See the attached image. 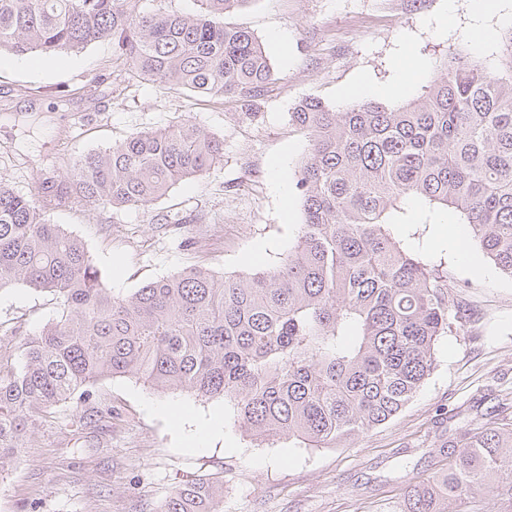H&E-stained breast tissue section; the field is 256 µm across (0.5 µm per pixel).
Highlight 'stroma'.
Returning a JSON list of instances; mask_svg holds the SVG:
<instances>
[{
	"label": "stroma",
	"mask_w": 512,
	"mask_h": 512,
	"mask_svg": "<svg viewBox=\"0 0 512 512\" xmlns=\"http://www.w3.org/2000/svg\"><path fill=\"white\" fill-rule=\"evenodd\" d=\"M475 0H248L225 22L251 30L274 68L257 96L220 100L132 78L102 41L41 58L0 53V182L40 201L46 217L81 239L114 294L203 265L245 275L287 255L300 199L282 204L276 165L297 171L310 148L290 114L307 98L341 111L347 91L389 88L382 105L416 99L457 53L496 70L512 18L479 15ZM493 29L491 45L473 28ZM422 76L398 84L408 59ZM194 120L224 142L222 160L177 183L149 208L43 201L44 178L61 177L82 155L132 133ZM397 237L447 277L470 319L435 346V365L393 419L342 448L265 441L235 423L223 400L155 390L134 377L99 382L98 407L83 433L47 422L0 468V512H159L184 483L221 478L223 512H402L405 487L443 464L440 449L461 427L476 428L492 406L512 418V275L480 251L463 259L448 238L452 212L412 204ZM53 295L22 285L0 289V343L11 330L39 331L58 315ZM182 412V422L169 408ZM217 437H195L205 420Z\"/></svg>",
	"instance_id": "obj_1"
}]
</instances>
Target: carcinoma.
Segmentation results:
<instances>
[{
	"mask_svg": "<svg viewBox=\"0 0 512 512\" xmlns=\"http://www.w3.org/2000/svg\"><path fill=\"white\" fill-rule=\"evenodd\" d=\"M139 0H0V52L75 51L112 39L132 76L196 94H259L270 59L224 21L247 0H196L193 14L139 11ZM493 72L453 56L417 99L341 112L309 98L291 121L310 131L297 173L303 222L275 267L218 276L192 267L128 296L108 288L85 244L36 202L0 184V288L53 293L59 316L0 354V463L58 408L91 403L100 381L133 376L233 405L235 422L272 440L340 448L395 417L434 368V346L463 304L393 227L406 205L451 208L478 249L512 276V34ZM224 143L194 121L141 131L79 158L41 194L87 206L145 208L203 176ZM440 468L410 483L404 512H448L493 487L512 505V428L489 421L448 439ZM224 486L190 482L160 512H221Z\"/></svg>",
	"mask_w": 512,
	"mask_h": 512,
	"instance_id": "cac0c4a2",
	"label": "carcinoma"
}]
</instances>
